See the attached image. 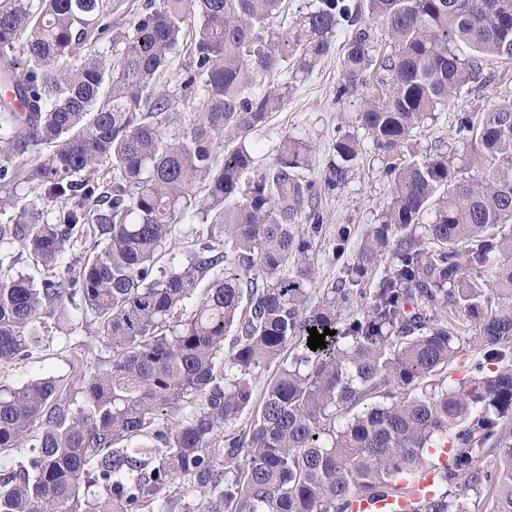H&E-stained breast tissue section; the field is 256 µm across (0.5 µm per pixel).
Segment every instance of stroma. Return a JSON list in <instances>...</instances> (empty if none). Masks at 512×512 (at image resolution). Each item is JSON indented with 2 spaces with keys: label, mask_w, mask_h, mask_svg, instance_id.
<instances>
[{
  "label": "stroma",
  "mask_w": 512,
  "mask_h": 512,
  "mask_svg": "<svg viewBox=\"0 0 512 512\" xmlns=\"http://www.w3.org/2000/svg\"><path fill=\"white\" fill-rule=\"evenodd\" d=\"M336 41L335 49L311 74L289 81L287 98L281 109L251 132L249 140L256 150L257 169L268 167L283 137L291 135L314 146L313 165L306 175L317 181L323 174L326 159L333 154L339 132L365 139V131L355 121L359 100L336 97V89L343 77L344 35H337ZM486 71L490 82L483 92L449 102L435 118L425 122L418 134L420 153L447 152L455 170L471 179L485 175L486 169L473 165L472 150L458 134L457 117L463 112L483 111L494 100L512 97V62L488 59ZM382 169L383 164L377 154L367 152L344 188L323 194L321 206L325 230L317 245L318 286L331 284L342 271V262L332 256L337 227L346 224L351 228L346 248L347 255L351 256L356 253L368 230L376 224L391 193L390 185L381 174ZM98 332L94 323L84 324L80 334L70 337L64 336L59 328H51L43 348L34 353L32 359L0 364V384L16 386L47 374L66 378L72 393H79L80 386L76 382L78 370L96 369L108 364L112 357L111 347L101 342Z\"/></svg>",
  "instance_id": "1"
}]
</instances>
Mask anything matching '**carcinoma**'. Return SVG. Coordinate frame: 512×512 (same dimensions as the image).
<instances>
[{"label":"carcinoma","instance_id":"obj_1","mask_svg":"<svg viewBox=\"0 0 512 512\" xmlns=\"http://www.w3.org/2000/svg\"><path fill=\"white\" fill-rule=\"evenodd\" d=\"M283 2L150 0L114 58L75 66L111 29L102 0H0V364L72 330L71 309L113 351L78 399L52 375L0 385V512H351L447 445L416 512H512V98L458 118L484 180L413 142L486 86L487 58L512 60V0H315L286 26ZM342 30L336 97L361 98L391 196L313 304L319 199L364 144L340 135L318 185L309 143L285 136L253 177L246 139L282 107L278 77L312 73ZM189 32L180 94L162 91ZM185 220L202 240L156 271ZM16 245L37 275L11 274ZM468 347L484 361L443 386Z\"/></svg>","mask_w":512,"mask_h":512}]
</instances>
